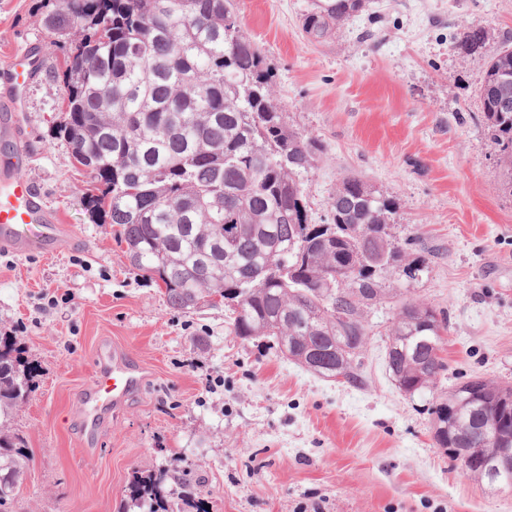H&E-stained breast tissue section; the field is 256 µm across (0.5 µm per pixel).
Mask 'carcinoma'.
<instances>
[{
    "mask_svg": "<svg viewBox=\"0 0 512 512\" xmlns=\"http://www.w3.org/2000/svg\"><path fill=\"white\" fill-rule=\"evenodd\" d=\"M370 0H310L302 30L322 43L340 34ZM49 32L67 39L63 119L55 135L90 168L88 207L114 227L131 266L188 311L224 301V321L243 340L273 341L305 371L360 386L368 336L365 313L389 293L382 277L410 275L411 239L392 233L399 198L357 174L341 177L326 219L310 222L305 179L324 142L288 124L272 96L273 71L247 37L231 0H62ZM492 39L474 24L454 49L484 68L483 122L512 195V39L491 57ZM447 317L404 301L386 332L385 363L413 396L446 371ZM34 369L12 333L0 331V512H11L30 460L12 429L32 393ZM479 398L453 412L432 408L435 444L456 460L490 451L484 429L512 447V387L480 376ZM177 478L165 468L132 476L128 498L140 512H174Z\"/></svg>",
    "mask_w": 512,
    "mask_h": 512,
    "instance_id": "obj_1",
    "label": "carcinoma"
}]
</instances>
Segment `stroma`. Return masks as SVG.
Masks as SVG:
<instances>
[{
	"instance_id": "35a3bbf8",
	"label": "stroma",
	"mask_w": 512,
	"mask_h": 512,
	"mask_svg": "<svg viewBox=\"0 0 512 512\" xmlns=\"http://www.w3.org/2000/svg\"><path fill=\"white\" fill-rule=\"evenodd\" d=\"M244 33L275 70L273 92L294 127L327 153L304 184L312 222L342 175L397 196L396 236L429 267L384 288L448 318L436 389L399 392L385 365L391 303L370 310L364 383L322 380L267 345L229 333L223 305L169 307L92 218V183L55 135L64 50L46 26L56 0H0V68L37 45L27 141L11 163L44 193L76 246L46 255L0 250V329L38 367L13 428L33 454L15 512H124L134 472L187 476L210 512H512V493L468 479L437 448L429 407L474 375L512 385V194L495 162L477 90L483 68L453 42L471 24L512 37V0H373L338 39L302 33L308 0H235ZM131 354L141 390L80 431L79 392L100 350Z\"/></svg>"
}]
</instances>
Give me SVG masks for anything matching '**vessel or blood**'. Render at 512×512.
I'll return each instance as SVG.
<instances>
[{
  "label": "vessel or blood",
  "mask_w": 512,
  "mask_h": 512,
  "mask_svg": "<svg viewBox=\"0 0 512 512\" xmlns=\"http://www.w3.org/2000/svg\"><path fill=\"white\" fill-rule=\"evenodd\" d=\"M41 52L27 46L0 69V145L19 146L26 138L23 114L27 91L40 71ZM41 225L38 240L23 234V226ZM69 226L59 223L40 189L16 168L0 166V248L24 253L37 248L52 254L73 244ZM139 367L127 357H100L81 395L82 427L86 438L97 437L100 420L124 405L140 387Z\"/></svg>",
  "instance_id": "b4317fda"
}]
</instances>
